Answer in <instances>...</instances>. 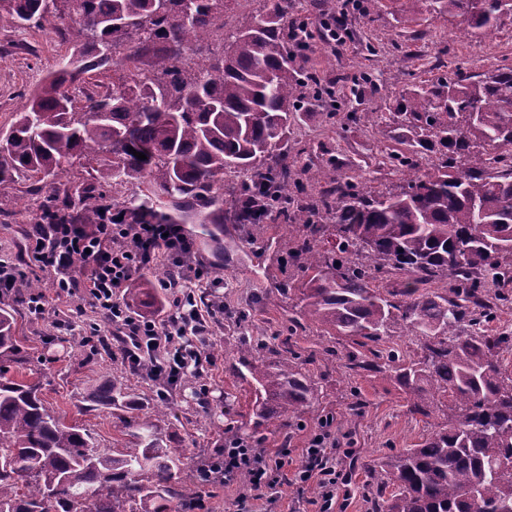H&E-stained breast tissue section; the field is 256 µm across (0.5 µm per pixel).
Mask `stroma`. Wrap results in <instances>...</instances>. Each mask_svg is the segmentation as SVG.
I'll use <instances>...</instances> for the list:
<instances>
[{
    "label": "stroma",
    "mask_w": 512,
    "mask_h": 512,
    "mask_svg": "<svg viewBox=\"0 0 512 512\" xmlns=\"http://www.w3.org/2000/svg\"><path fill=\"white\" fill-rule=\"evenodd\" d=\"M341 9L347 12L351 39L346 47L334 50L323 41L320 23L324 14ZM295 13L314 34L296 66L316 72L323 84L334 87L338 107L331 112L320 103H310L290 129L288 157L302 165L335 159L339 174L375 190L388 191L402 182L401 174L383 166L381 157L387 150L407 146L405 129L392 121L396 95L405 83L433 79L438 69L459 63L474 72L512 64V13L501 17L490 41L469 36L461 18L432 6H423L416 14L403 12L399 0H363L358 10L345 8L343 0H297ZM65 52L50 31L0 28V128L9 127L23 108L24 91L57 69ZM363 72L369 80L362 95L351 97L352 81ZM377 115L383 119L378 129L372 125ZM43 203L42 197L19 188L0 192V256L21 255L30 220ZM185 230L195 243L197 258L220 282L212 296L223 301L226 314L211 327L212 365L202 376L186 380L159 426L180 459L181 477L195 484L203 502L201 512H225L224 503L233 499V488L197 483L198 464L204 457L215 456L222 445L225 416L248 419L255 401L252 383L228 370L232 355L226 350V340L245 331L267 345H276L304 275L281 258L278 240L287 235L286 225L275 222L253 228L225 217L224 238L236 243L227 253L204 240L198 225H186ZM282 286L288 289V299L275 305L264 303L266 294ZM27 300V294L15 293L6 302L15 312L18 339L44 373L42 393L48 406L68 422L86 428L100 447H128L130 438L123 433L118 416L84 407L93 386L126 374L119 359L104 352L90 353L80 341L78 328L101 323V316L89 308L80 313L63 311V319L75 323L76 329L60 333L52 321L31 320ZM294 339L318 386V400L289 425L287 433L266 434L262 445L271 450L284 444L306 447L321 421L333 417L336 433L346 439L337 453L345 482L336 494L335 512H368L363 485L372 461L391 450L414 447L430 430L444 425L446 418L441 414L412 417L406 395L392 373L353 374L347 367L352 350L347 338L311 325L297 330ZM326 348L336 352L329 367L320 359ZM203 384L209 389L205 408L194 396ZM357 401L364 406L358 417L350 413Z\"/></svg>",
    "instance_id": "stroma-1"
}]
</instances>
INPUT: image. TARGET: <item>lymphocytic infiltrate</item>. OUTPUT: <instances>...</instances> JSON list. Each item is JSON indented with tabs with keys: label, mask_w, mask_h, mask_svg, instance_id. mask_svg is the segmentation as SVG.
<instances>
[{
	"label": "lymphocytic infiltrate",
	"mask_w": 512,
	"mask_h": 512,
	"mask_svg": "<svg viewBox=\"0 0 512 512\" xmlns=\"http://www.w3.org/2000/svg\"><path fill=\"white\" fill-rule=\"evenodd\" d=\"M193 252L192 241L178 224H34L27 232L24 259L0 258V296L15 292L26 276L25 260L34 261L49 289L30 296L31 318L58 315L63 302L78 310L91 306L105 323L86 326L83 344L94 352L112 348L130 373L166 393L210 362V323L224 313L223 305L207 298L208 272L193 265ZM160 261L166 262L170 275L163 284L169 301L163 319L156 320L131 310L122 292L135 274ZM332 424V419L323 420L303 449L294 477L285 473L291 448L270 454L240 443L221 453L220 467H201L199 478L234 486V512H276L284 483L294 482L301 495L315 482L320 487L318 512H333L343 477L336 466L341 439Z\"/></svg>",
	"instance_id": "f902f5d3"
}]
</instances>
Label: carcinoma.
<instances>
[{"label": "carcinoma", "mask_w": 512, "mask_h": 512, "mask_svg": "<svg viewBox=\"0 0 512 512\" xmlns=\"http://www.w3.org/2000/svg\"><path fill=\"white\" fill-rule=\"evenodd\" d=\"M467 2L433 0L480 39L512 12V0ZM301 23L292 0H262L230 33L224 0H0V26L51 29L70 44L0 131V191L23 180L48 189L40 216L51 223L99 224L110 209L122 224H198L215 243L226 204L239 224H288L282 252L308 274L289 321L351 340L361 348L351 372L394 373L410 413L446 411L417 447L369 467L371 512H512V471L501 468L512 458V374L501 362L512 334L491 327L512 283V66L458 65L405 89L395 115L410 150L387 155L404 184L375 193L339 181L332 163L301 174L288 164L304 100L330 94L294 66L310 46L295 39ZM210 39L222 52L199 57ZM109 67L112 89L71 94ZM425 152L437 162L423 173ZM77 166L94 181H72ZM384 268L405 276L387 296L374 285ZM442 281L451 288L430 289ZM405 333L422 337L417 357L379 347ZM232 352L256 399L253 418L224 425V443H251L314 403L290 337L269 347L237 336ZM41 377L0 306V512H187L190 489L158 426L168 402L144 410L112 379L92 389L93 408L140 412L123 421L134 447L117 453L50 409Z\"/></svg>", "instance_id": "carcinoma-1"}]
</instances>
